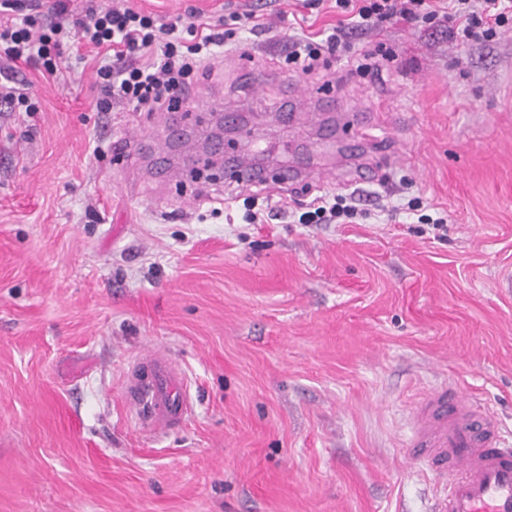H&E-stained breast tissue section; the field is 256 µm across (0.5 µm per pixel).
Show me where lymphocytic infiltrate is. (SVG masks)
<instances>
[{
	"mask_svg": "<svg viewBox=\"0 0 512 512\" xmlns=\"http://www.w3.org/2000/svg\"><path fill=\"white\" fill-rule=\"evenodd\" d=\"M0 7L23 14L18 21L0 19V62L21 60L59 77L65 35L102 53L96 69L101 91L97 107L102 112L117 103L137 112L178 106L191 76L205 68L215 48L235 36L197 13L188 24L161 26L153 15L131 9L108 8L72 21L68 0L49 5L43 0H0ZM336 7L340 17L332 34L293 43L289 62L310 71L345 45L353 32L379 31L401 20L417 27L449 23L453 37L466 46L492 41L512 21V0H336ZM354 212L346 197L321 195L307 202L298 221L330 224Z\"/></svg>",
	"mask_w": 512,
	"mask_h": 512,
	"instance_id": "f902f5d3",
	"label": "lymphocytic infiltrate"
}]
</instances>
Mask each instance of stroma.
Returning a JSON list of instances; mask_svg holds the SVG:
<instances>
[{
    "label": "stroma",
    "instance_id": "35a3bbf8",
    "mask_svg": "<svg viewBox=\"0 0 512 512\" xmlns=\"http://www.w3.org/2000/svg\"><path fill=\"white\" fill-rule=\"evenodd\" d=\"M103 7L235 29L189 87L187 131L205 136L220 98L270 166L290 146L326 173L161 182L145 149L166 145L168 112L98 111L95 53L64 46L63 82L9 69L38 110L0 112V512H425L434 484L409 460L425 394L449 384L512 427V24L463 50L401 21L350 39L395 53L381 76L342 54L307 75L288 39L333 27L335 0L70 2ZM326 89L348 140L372 134L352 183L314 102L303 126L272 118L289 91ZM352 191L349 224L288 212ZM251 195L277 218L241 223ZM150 352L190 399L165 432L125 401Z\"/></svg>",
    "mask_w": 512,
    "mask_h": 512
}]
</instances>
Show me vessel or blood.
Masks as SVG:
<instances>
[{
  "mask_svg": "<svg viewBox=\"0 0 512 512\" xmlns=\"http://www.w3.org/2000/svg\"><path fill=\"white\" fill-rule=\"evenodd\" d=\"M126 395L148 428H172L189 412L182 374L161 355L133 367ZM412 421L422 465L440 468L427 512H512V431L487 405L443 385L426 395Z\"/></svg>",
  "mask_w": 512,
  "mask_h": 512,
  "instance_id": "vessel-or-blood-1",
  "label": "vessel or blood"
}]
</instances>
